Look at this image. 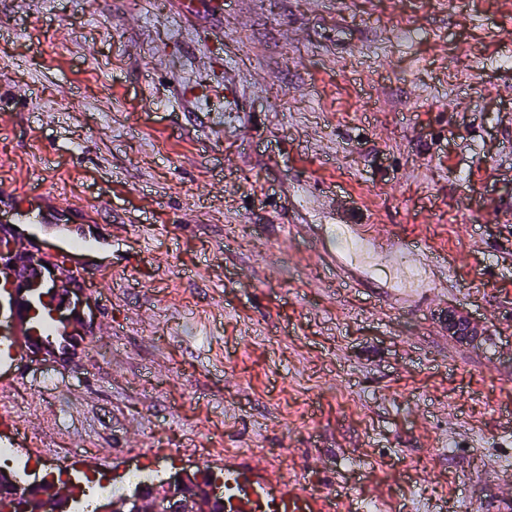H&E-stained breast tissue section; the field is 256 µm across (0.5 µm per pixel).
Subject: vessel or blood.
Listing matches in <instances>:
<instances>
[{"instance_id":"obj_1","label":"vessel or blood","mask_w":512,"mask_h":512,"mask_svg":"<svg viewBox=\"0 0 512 512\" xmlns=\"http://www.w3.org/2000/svg\"><path fill=\"white\" fill-rule=\"evenodd\" d=\"M0 196L12 202L10 210L0 213V219L16 226L11 235L15 250L41 248L48 255L58 257L74 248V241L66 235L42 237V202L32 197L26 187L2 189ZM87 275L84 269L72 271L53 293L28 295L26 303L14 311L17 335L0 336V363L26 359L34 340L48 347L55 345L60 326L54 315L69 310L73 288L79 287ZM213 487L224 493V512H345L346 509L342 498L311 492L304 481L275 482L272 471L254 461L225 462L224 475L214 481Z\"/></svg>"}]
</instances>
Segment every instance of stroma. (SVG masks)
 <instances>
[{
    "label": "stroma",
    "instance_id": "stroma-1",
    "mask_svg": "<svg viewBox=\"0 0 512 512\" xmlns=\"http://www.w3.org/2000/svg\"><path fill=\"white\" fill-rule=\"evenodd\" d=\"M97 240L76 356L0 367L19 465L249 448L353 512L512 470V0H0V187ZM443 261L352 281L347 229ZM108 336L92 335L101 317Z\"/></svg>",
    "mask_w": 512,
    "mask_h": 512
}]
</instances>
